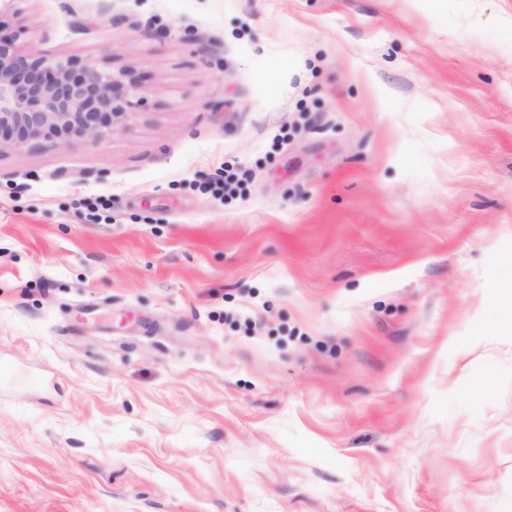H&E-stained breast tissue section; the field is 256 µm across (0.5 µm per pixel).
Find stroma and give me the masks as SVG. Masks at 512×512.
<instances>
[{"label": "stroma", "instance_id": "35a3bbf8", "mask_svg": "<svg viewBox=\"0 0 512 512\" xmlns=\"http://www.w3.org/2000/svg\"><path fill=\"white\" fill-rule=\"evenodd\" d=\"M21 9L148 96L0 154V512H512V0Z\"/></svg>", "mask_w": 512, "mask_h": 512}]
</instances>
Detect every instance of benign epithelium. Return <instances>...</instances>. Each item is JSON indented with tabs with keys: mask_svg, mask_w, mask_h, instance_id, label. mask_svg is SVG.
<instances>
[{
	"mask_svg": "<svg viewBox=\"0 0 512 512\" xmlns=\"http://www.w3.org/2000/svg\"><path fill=\"white\" fill-rule=\"evenodd\" d=\"M0 34V154L41 140L97 145L131 127L146 89L127 69L27 49Z\"/></svg>",
	"mask_w": 512,
	"mask_h": 512,
	"instance_id": "benign-epithelium-1",
	"label": "benign epithelium"
}]
</instances>
